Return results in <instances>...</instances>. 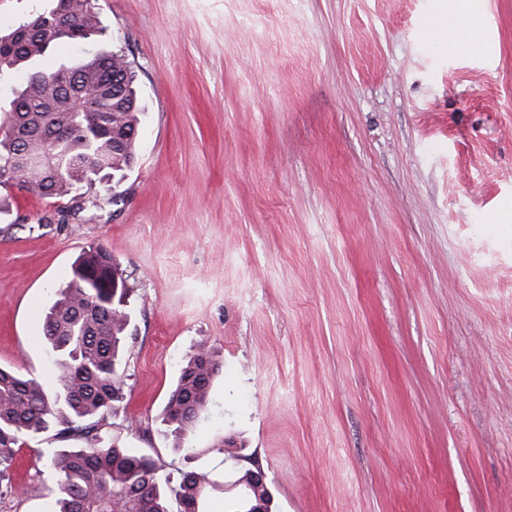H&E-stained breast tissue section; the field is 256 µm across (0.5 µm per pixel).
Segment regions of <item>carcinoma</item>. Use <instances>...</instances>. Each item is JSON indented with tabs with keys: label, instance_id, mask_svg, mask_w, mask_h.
Wrapping results in <instances>:
<instances>
[{
	"label": "carcinoma",
	"instance_id": "cac0c4a2",
	"mask_svg": "<svg viewBox=\"0 0 512 512\" xmlns=\"http://www.w3.org/2000/svg\"><path fill=\"white\" fill-rule=\"evenodd\" d=\"M55 5L0 34V78L23 79L0 122V165L11 174L0 185L20 189L70 208H83L86 186L124 178L136 158L135 129L142 108L131 69L109 46L74 64L37 68L60 40H88L99 30L98 0H54ZM123 73L126 95L112 97V76ZM112 256L101 246L84 250L43 319L53 388L31 375L0 368V481L9 479L23 438L60 425L58 435L90 446L61 448L48 458L58 477L51 512H211L202 494L209 474L180 472L179 479L132 448H116L100 436L99 423L124 399L121 350L127 340L129 289ZM219 350L199 346L181 368L161 425L173 447L187 450L195 424L210 403Z\"/></svg>",
	"mask_w": 512,
	"mask_h": 512
}]
</instances>
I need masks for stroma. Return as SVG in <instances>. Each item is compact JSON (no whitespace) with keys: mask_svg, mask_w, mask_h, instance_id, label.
<instances>
[{"mask_svg":"<svg viewBox=\"0 0 512 512\" xmlns=\"http://www.w3.org/2000/svg\"><path fill=\"white\" fill-rule=\"evenodd\" d=\"M144 110L119 202L0 187V366L47 377L43 317L83 249L132 290L100 434L221 474L235 436L272 512H512V0H98ZM223 367L175 453L198 345ZM27 438L0 512L58 493ZM222 363L219 350L201 345L181 368L161 418L164 433L173 438V447L177 451L191 449L186 444L196 422L208 408L213 379L220 372Z\"/></svg>","mask_w":512,"mask_h":512,"instance_id":"obj_1","label":"stroma"}]
</instances>
